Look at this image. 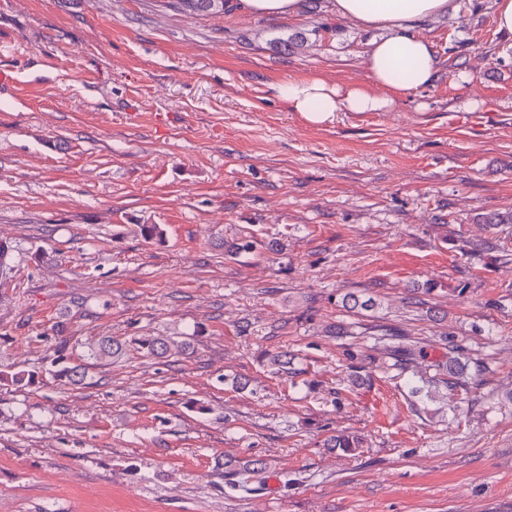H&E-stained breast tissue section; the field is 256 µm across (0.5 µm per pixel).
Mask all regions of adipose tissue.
Returning a JSON list of instances; mask_svg holds the SVG:
<instances>
[{"label": "adipose tissue", "mask_w": 512, "mask_h": 512, "mask_svg": "<svg viewBox=\"0 0 512 512\" xmlns=\"http://www.w3.org/2000/svg\"><path fill=\"white\" fill-rule=\"evenodd\" d=\"M458 8L457 0H332L337 16L382 30V37L371 40L366 49L369 72L379 94L312 76L277 86V95L289 111L316 126L333 123L341 112L385 111L396 98L435 84L439 65L434 47L414 29Z\"/></svg>", "instance_id": "1"}]
</instances>
